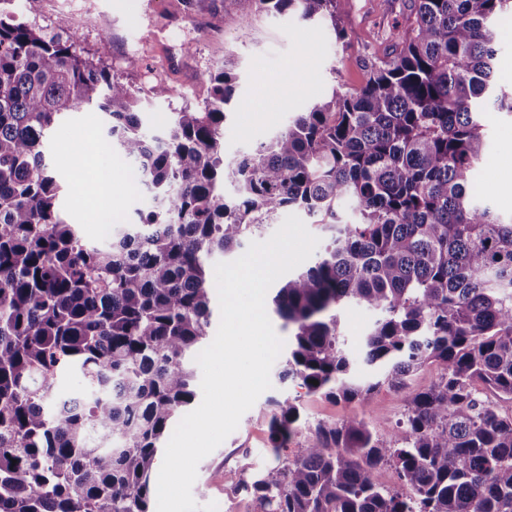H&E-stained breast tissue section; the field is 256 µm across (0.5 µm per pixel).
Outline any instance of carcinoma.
Masks as SVG:
<instances>
[{
	"mask_svg": "<svg viewBox=\"0 0 512 512\" xmlns=\"http://www.w3.org/2000/svg\"><path fill=\"white\" fill-rule=\"evenodd\" d=\"M255 2L345 38L350 0ZM509 11L512 0H413L362 88L332 92L228 161L227 70L209 75L203 106L150 135L129 84L71 38L0 11V512H151L161 441L195 398L208 261L289 208L327 243L273 297L290 330L280 377L347 403L386 384L406 391L404 413L389 436L348 419L296 443L300 396L272 399L280 463L248 484L255 512H512V415L485 399L512 403V221L473 192L480 115L489 103L512 112L495 79ZM83 108L105 114L157 200L103 247L60 217L44 161L53 126ZM343 303L376 314L362 338L374 376L342 346ZM431 364L438 379L409 391ZM67 371L87 392L60 394ZM385 466L393 488L377 480Z\"/></svg>",
	"mask_w": 512,
	"mask_h": 512,
	"instance_id": "1",
	"label": "carcinoma"
}]
</instances>
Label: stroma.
I'll return each instance as SVG.
<instances>
[{
	"label": "stroma",
	"instance_id": "35a3bbf8",
	"mask_svg": "<svg viewBox=\"0 0 512 512\" xmlns=\"http://www.w3.org/2000/svg\"><path fill=\"white\" fill-rule=\"evenodd\" d=\"M410 0H351L344 19L346 38L337 41L324 25L303 22L297 15L261 14L251 0L237 10L209 14L195 0H15L21 19L51 35L72 37L79 53L105 65L135 89L143 124L163 133L170 112L203 104L209 86L202 76L221 68L236 78L235 93L224 124V156L232 159L287 126L293 116L332 91L365 85L369 62L388 45L392 27L403 21ZM138 56L139 68L126 66ZM173 87L159 98L157 82ZM487 151L477 165L475 186L489 191L490 204L503 219L512 218V196L503 185L512 180V114L485 113ZM106 120L96 109L72 112L51 130L44 145L45 162L66 189L63 219L78 225L89 241L98 236L82 202L92 171L77 166L73 153L96 152L104 141ZM339 331L352 359L361 357V338L375 315L361 306L339 310ZM273 365L271 389L260 395L241 417L237 429L198 465L192 487L201 505L217 503L218 512H254L244 485L276 463L269 447L267 414L271 398L285 393L301 397L302 437L312 436L317 422L365 420L378 433L395 428L404 411L403 392L381 387L365 403L334 402L299 394L295 382L280 381Z\"/></svg>",
	"mask_w": 512,
	"mask_h": 512
}]
</instances>
